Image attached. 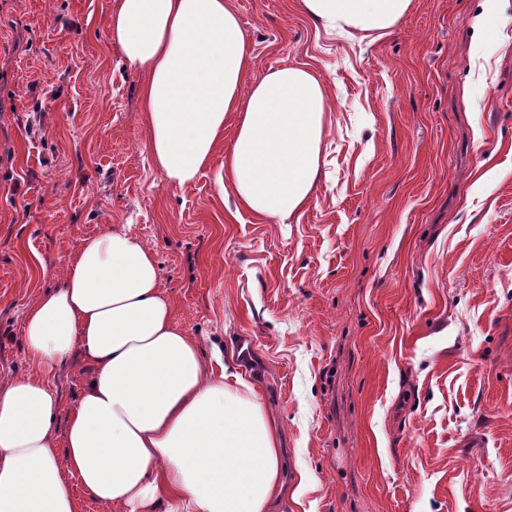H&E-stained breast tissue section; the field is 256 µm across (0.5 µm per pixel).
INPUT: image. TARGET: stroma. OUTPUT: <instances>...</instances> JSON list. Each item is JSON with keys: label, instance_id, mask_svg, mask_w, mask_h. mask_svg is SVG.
Returning a JSON list of instances; mask_svg holds the SVG:
<instances>
[{"label": "stroma", "instance_id": "stroma-1", "mask_svg": "<svg viewBox=\"0 0 512 512\" xmlns=\"http://www.w3.org/2000/svg\"><path fill=\"white\" fill-rule=\"evenodd\" d=\"M114 2L0 0V378L32 372L24 317L65 262L123 224L277 421L276 512H512V0H413L351 36L232 0L251 79L330 83L327 175L282 223L229 216L233 124L195 183L157 171ZM89 373L51 377L65 411Z\"/></svg>", "mask_w": 512, "mask_h": 512}]
</instances>
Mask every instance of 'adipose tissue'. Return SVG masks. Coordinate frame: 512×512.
<instances>
[{
  "label": "adipose tissue",
  "instance_id": "obj_1",
  "mask_svg": "<svg viewBox=\"0 0 512 512\" xmlns=\"http://www.w3.org/2000/svg\"><path fill=\"white\" fill-rule=\"evenodd\" d=\"M324 29L382 33L412 0H300ZM109 39L145 73L154 167L195 181L233 121L218 183L237 208L284 221L314 197L330 124L326 80L283 65L250 81L252 56L230 0H118ZM33 373L0 382V512H76L84 492L123 512H273L279 428L256 387L226 383L160 291L153 251L109 227L66 261L63 284L24 317ZM92 372L69 410L48 380L74 356Z\"/></svg>",
  "mask_w": 512,
  "mask_h": 512
}]
</instances>
